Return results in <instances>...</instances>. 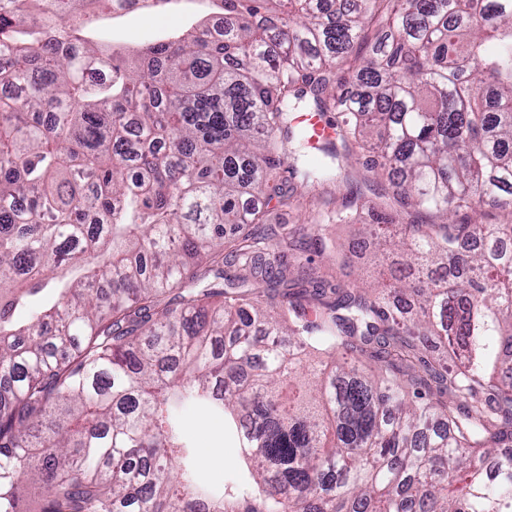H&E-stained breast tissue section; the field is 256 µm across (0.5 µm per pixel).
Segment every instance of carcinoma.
Listing matches in <instances>:
<instances>
[{"label":"carcinoma","instance_id":"1","mask_svg":"<svg viewBox=\"0 0 512 512\" xmlns=\"http://www.w3.org/2000/svg\"><path fill=\"white\" fill-rule=\"evenodd\" d=\"M95 2L0 0V512H512V0H215L129 59L147 0ZM329 185L400 227L375 288L280 260ZM203 2H182L160 12L130 11L107 18L100 25L108 33L112 46L131 49L150 36L170 30H187L205 19ZM198 451L201 469L209 475H221L235 469L236 460L229 448L219 443V425L201 419L192 412L184 414Z\"/></svg>","mask_w":512,"mask_h":512}]
</instances>
